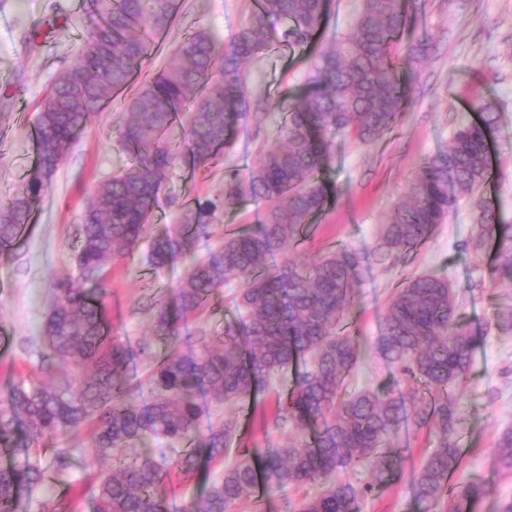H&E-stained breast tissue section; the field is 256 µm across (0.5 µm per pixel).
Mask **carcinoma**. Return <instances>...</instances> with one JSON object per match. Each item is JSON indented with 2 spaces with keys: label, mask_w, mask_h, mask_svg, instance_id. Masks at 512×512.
Returning a JSON list of instances; mask_svg holds the SVG:
<instances>
[{
  "label": "carcinoma",
  "mask_w": 512,
  "mask_h": 512,
  "mask_svg": "<svg viewBox=\"0 0 512 512\" xmlns=\"http://www.w3.org/2000/svg\"><path fill=\"white\" fill-rule=\"evenodd\" d=\"M422 0H363L352 34L319 50L307 89L283 91L274 101L252 96L243 64L268 49L312 48L331 11L330 0H252L249 22L224 46L197 29L176 43L168 65L143 82L126 102L130 119L118 128L127 164L99 183L83 212L70 275L55 283L42 328L41 362L61 376L56 384L25 377L0 386V512H68L66 496L50 508L36 498L50 480L92 500L93 512H170L159 488L166 469L148 453L163 439L172 465L184 478L201 465L224 461L239 436L238 409L265 390L269 379L294 370L288 391L276 398V427L291 429L275 448H236V462L180 512H231L257 503L261 461L266 491L306 484L322 489L301 499L295 512H357L361 496L402 482V434L428 429L432 453L411 477L410 491L421 512H475L486 489L470 483L455 492L450 477L464 451L452 390L468 373L484 333L458 318L448 280L422 274L404 280L385 308L376 354L394 372L392 386L347 392L361 343L348 326L359 296L364 254L348 245L329 248L310 266L292 261L332 198L324 172L334 160L336 135L369 143L393 130L411 103L421 67L433 50L422 31L404 34ZM179 15L178 0H82L85 39L79 61L51 83L37 115L38 160L23 184L0 202V256L28 224L30 215L91 115L125 92L153 52L156 33H166ZM281 19L280 29L268 25ZM282 116L280 136L264 144L244 176H224L222 207L243 198L260 208L257 224L226 230L214 247L199 250L210 236L217 204L197 203L178 224L151 232L164 179L175 162L195 173L218 163L235 125L250 107ZM480 121H463L448 151L423 160L408 200L379 227L374 252L394 265L421 247L458 206L491 175L486 135L496 120L491 103L473 101ZM477 231L461 248L475 253L495 247L494 277H512V224H504L489 201L478 204ZM148 240V263L156 270L181 262L175 292L150 303L153 336L166 346L157 357L151 344L137 348L110 336L104 303L112 262ZM236 282L244 311L241 328L222 336L198 329L189 317L211 295ZM145 362L149 397L135 398L133 364ZM225 407L216 424L202 427L203 409ZM91 425L96 456L111 467L81 484L72 480L74 449L68 435ZM44 440L58 447L39 452ZM501 470L512 474V427L497 439ZM130 449L124 461L116 453ZM368 466L361 489L335 479L348 468Z\"/></svg>",
  "instance_id": "cac0c4a2"
}]
</instances>
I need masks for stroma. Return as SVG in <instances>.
Wrapping results in <instances>:
<instances>
[{"label":"stroma","instance_id":"obj_1","mask_svg":"<svg viewBox=\"0 0 512 512\" xmlns=\"http://www.w3.org/2000/svg\"><path fill=\"white\" fill-rule=\"evenodd\" d=\"M252 0H181L180 19L165 44L142 68L154 74L169 61L172 45L188 31L202 28L229 43L249 21ZM68 15L67 25L36 43L30 31ZM81 0H0V97L12 98L0 115V193L14 192L37 159V108L56 76L76 62L84 40ZM419 25L435 45L413 90L414 103L403 121L376 142L364 145L337 137L328 173L336 196L319 227L291 258L312 264L334 243L370 253L379 225L388 223L395 205L404 200L426 156L446 151L468 103L484 97L493 102L497 121L489 132L493 178L485 194L503 222L512 223V0H426ZM307 57L280 49L250 59L245 73L253 93L277 96L285 88H302ZM127 117L124 97H116L94 114L86 131L34 210L10 258L0 259V384L10 375H38L40 336L51 306L56 280L72 270L76 227L96 185L120 163L116 130ZM245 127L227 150L222 165L192 175L173 166L162 188L153 225L177 222L186 207L224 194V172L247 170L257 160V144L249 130L262 128L274 136L272 118L247 116ZM476 199L460 200L447 223L403 262L389 266L368 258L361 270L360 301L349 315L364 346V355L349 379L350 389L387 386L392 374L377 356L374 343L380 315L399 283L422 273L448 278L459 298L461 321L484 327L488 336L473 353L467 379L457 388L461 423L458 435L465 458L452 477V487L483 483L487 493L478 512H499L512 499V474L497 463L498 432L512 427V332L500 330L497 315L512 305V277H491L489 255L461 250L477 227ZM183 275L176 264L154 271L145 248L117 261L108 281L106 303L112 334L138 345L148 339L150 318L139 313L149 298L170 294ZM229 285L212 295L206 312L192 318V328L219 334L239 321Z\"/></svg>","mask_w":512,"mask_h":512}]
</instances>
